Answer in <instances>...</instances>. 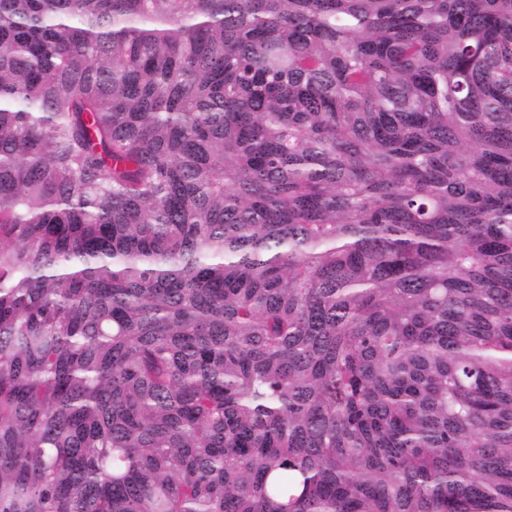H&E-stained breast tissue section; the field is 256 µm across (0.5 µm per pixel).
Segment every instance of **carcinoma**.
Masks as SVG:
<instances>
[{"mask_svg":"<svg viewBox=\"0 0 512 512\" xmlns=\"http://www.w3.org/2000/svg\"><path fill=\"white\" fill-rule=\"evenodd\" d=\"M0 512H512V0H0Z\"/></svg>","mask_w":512,"mask_h":512,"instance_id":"obj_1","label":"carcinoma"}]
</instances>
